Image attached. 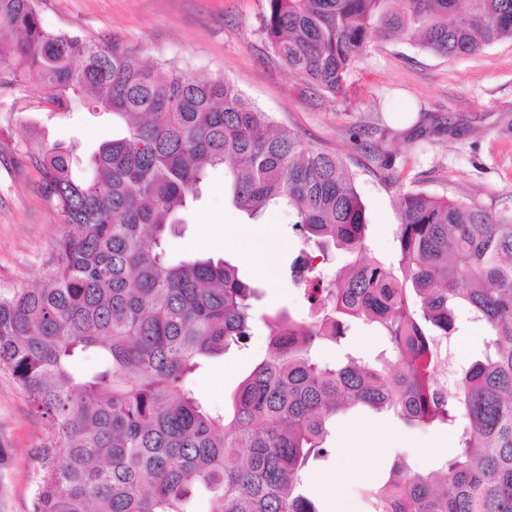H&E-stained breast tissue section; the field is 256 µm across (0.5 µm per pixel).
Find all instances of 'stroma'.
Segmentation results:
<instances>
[{
	"label": "stroma",
	"instance_id": "stroma-1",
	"mask_svg": "<svg viewBox=\"0 0 512 512\" xmlns=\"http://www.w3.org/2000/svg\"><path fill=\"white\" fill-rule=\"evenodd\" d=\"M266 0H39L43 24L132 50L143 62L167 60L220 74L260 110L306 140L341 155L356 178L368 224V254H397L399 201L423 191L496 214H512V41L466 57H440L397 36L372 41L334 100L290 72L260 31ZM50 143L75 146V174L87 157L118 135L111 116L86 108L51 111L37 90L0 98V291L29 288L63 226L41 190L38 171L19 163L30 126ZM397 183H390V175ZM294 216L272 208L251 220L224 198V171L212 170L202 195L167 239L176 256L225 259L261 291L247 347L209 360L194 377L202 403L224 413L243 378L264 357L263 315L280 310L306 317L301 286L285 264L303 247ZM251 262H243L242 253ZM447 349L465 364L482 355L489 330L460 309ZM49 426L35 414L15 380L0 371V512H32L37 449ZM456 435L407 427L397 417L355 408L333 419L329 456L310 466L303 485L322 512H365L360 485L386 478L395 450L427 473L455 452Z\"/></svg>",
	"mask_w": 512,
	"mask_h": 512
}]
</instances>
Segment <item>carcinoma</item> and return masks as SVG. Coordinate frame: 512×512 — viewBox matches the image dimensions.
Here are the masks:
<instances>
[{
	"label": "carcinoma",
	"mask_w": 512,
	"mask_h": 512,
	"mask_svg": "<svg viewBox=\"0 0 512 512\" xmlns=\"http://www.w3.org/2000/svg\"><path fill=\"white\" fill-rule=\"evenodd\" d=\"M261 31L288 70L331 98L371 41L404 35L438 56L512 40V0H266ZM37 88L60 112L84 104L123 124L97 148L90 175L71 149L34 136L22 151L63 224L36 288L0 291V370L51 430L38 453L33 512H320L302 490L328 455V425L350 406L411 428L465 424L438 474L395 453L387 479L360 488L367 512H512V216L409 191L398 254L364 255L368 227L338 154L260 111L221 75L97 44L41 22L38 0H0V93ZM230 166L225 196L256 220L284 207L306 246L290 272L307 320L264 317L266 356L241 381L231 414L212 413L191 380L250 339L256 290L227 260L176 258L184 222L210 170ZM350 258L325 279L315 265ZM464 305L484 323L483 358L453 388L437 377L442 341ZM378 329L391 374L321 351L351 324ZM92 350L98 371L76 377Z\"/></svg>",
	"instance_id": "carcinoma-1"
}]
</instances>
